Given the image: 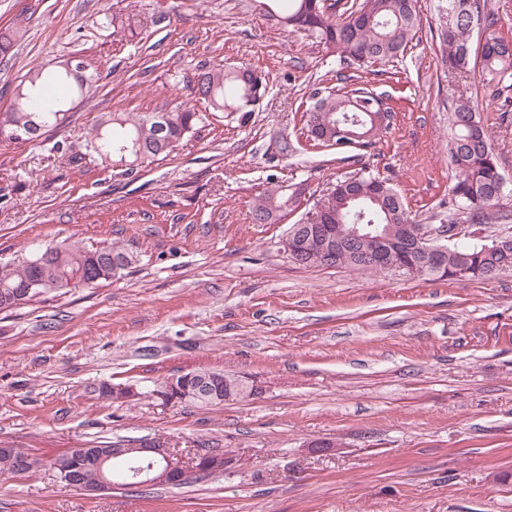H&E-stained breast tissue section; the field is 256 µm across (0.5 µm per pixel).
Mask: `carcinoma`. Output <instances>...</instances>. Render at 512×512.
<instances>
[{
  "instance_id": "carcinoma-1",
  "label": "carcinoma",
  "mask_w": 512,
  "mask_h": 512,
  "mask_svg": "<svg viewBox=\"0 0 512 512\" xmlns=\"http://www.w3.org/2000/svg\"><path fill=\"white\" fill-rule=\"evenodd\" d=\"M259 5L277 8L278 22L292 32L324 43L339 63L360 69L387 66L404 53L419 28L416 0H362L335 16L324 0H263ZM480 0H438L436 39L443 67L468 77L472 59V36L485 27L489 33L478 46L482 74L487 76L488 102L500 99L497 86L512 76V38L493 31V12H485ZM112 33L137 36L140 23L117 15L105 17ZM25 34L23 25L0 30V54H7L14 41ZM93 75L82 63L59 62L52 71L31 69L15 87L9 107L0 111V144L38 140L47 130L61 126L69 111L67 99L48 95L53 86L68 85L77 97L88 92ZM268 88L266 75L244 65L200 66L191 86L192 99L208 110L222 112L241 124ZM315 102L307 110L310 138L331 149L340 163L355 162L371 148L378 136L390 128L392 112L380 113L374 90L361 80L341 94H324L317 89ZM207 121V115L188 102L177 101L159 112L112 113L97 120L93 131L61 148L68 164L83 170L100 162L127 174L160 155H169L178 142ZM448 163L455 177L448 191V227L464 215L472 225L496 224L504 214V178L491 137L480 113L467 98L460 97L448 108ZM304 183L283 185L269 178L268 186L253 207V221L267 224L279 212H294L306 197ZM319 224L331 226V237L343 243L336 264L361 268L358 252L374 247L365 240L352 243L350 229L356 224H375L389 229V243L398 266L415 270V276L428 280H487L512 274V236L490 241L463 236L448 247L444 270L439 272L422 262L405 239L408 229L424 230L405 207L401 194L390 179L371 172L339 179L330 191L289 227L298 236L302 266L321 265L325 239L316 232ZM37 255L19 261L0 263V312L29 304L24 299L27 283L39 276L48 284V293L82 284L81 278L94 271L99 282H107L137 262L136 255L117 244L87 247L81 242L55 246V257L41 268L33 267ZM176 384L186 402L202 407H217L238 399L240 385L234 376L200 369L177 378ZM141 453L126 451L120 461L110 459V470L140 465ZM26 460L31 473L48 462L22 448L0 450V473L19 474L17 463Z\"/></svg>"
}]
</instances>
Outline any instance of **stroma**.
Returning a JSON list of instances; mask_svg holds the SVG:
<instances>
[{"mask_svg": "<svg viewBox=\"0 0 512 512\" xmlns=\"http://www.w3.org/2000/svg\"><path fill=\"white\" fill-rule=\"evenodd\" d=\"M436 6L418 0V34L371 77L394 119L356 165L314 145L303 117L314 88L343 91L336 59L256 0H0V28L29 21L0 57V109L30 68L70 59L99 75L63 126L0 145V262L66 240L139 258L111 282L0 313V446L49 459L163 436L186 460H237L188 485L97 496L47 467L2 474L0 512H512V277L302 267L278 246L295 215L252 219L268 177L319 196L363 165L421 223L445 221L448 99L460 95L482 105L512 209V89L489 107L481 82L437 69ZM107 13L148 21L142 41L103 29ZM241 63L269 80L246 125L212 115L128 176L72 173L57 149L103 114L168 108L199 66ZM283 136L296 155L275 157ZM197 369L256 392L219 407L153 397ZM104 383L142 396L98 398ZM312 439L330 450L311 451Z\"/></svg>", "mask_w": 512, "mask_h": 512, "instance_id": "stroma-1", "label": "stroma"}]
</instances>
